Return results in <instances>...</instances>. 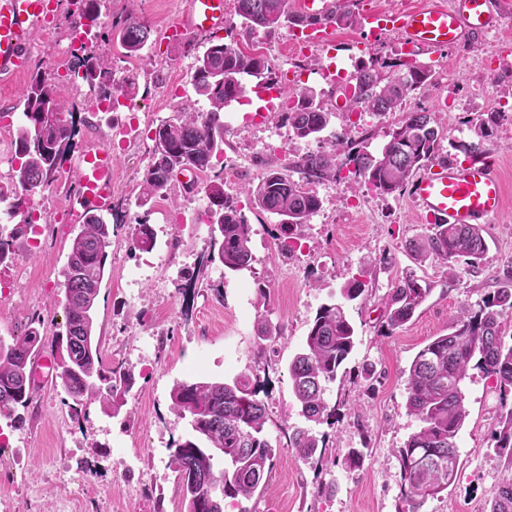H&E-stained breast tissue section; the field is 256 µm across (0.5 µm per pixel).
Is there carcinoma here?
Returning a JSON list of instances; mask_svg holds the SVG:
<instances>
[{
    "instance_id": "carcinoma-1",
    "label": "carcinoma",
    "mask_w": 512,
    "mask_h": 512,
    "mask_svg": "<svg viewBox=\"0 0 512 512\" xmlns=\"http://www.w3.org/2000/svg\"><path fill=\"white\" fill-rule=\"evenodd\" d=\"M357 0H337L324 15H304L291 7V0H235L236 14L251 29L274 35L283 28L343 27L358 22ZM150 33L147 21L129 12L111 24L103 39H116L127 58L140 57ZM71 64L81 73L92 95L112 98V60L79 49ZM266 76L273 80L264 56L246 53L232 42H212L196 57L191 82L197 95L209 105L199 112L188 102L174 118L162 121L155 133L165 144L164 152L153 154L142 177L143 191L163 195L176 173L212 168L213 158L224 150V107L244 92V76ZM432 82V71L404 60L377 61V67H361L355 77L349 110L386 114L395 111L413 91ZM286 97L294 99L284 113L294 135L305 139L321 133L332 113L307 93L299 92L286 78L277 81ZM53 111L63 120L46 124L42 113ZM24 123L14 142L18 166L13 169L9 192L0 185V197L12 195L10 214L23 222L10 228L0 225V264L16 255L15 241L29 227L28 199L35 189L55 180L74 148L77 135L74 113L64 109L47 85L34 76L23 93ZM381 155L351 147L343 165L380 195H392L406 186L410 176L435 158L441 134L425 112H408L391 132ZM342 143L330 152L306 153L294 157L288 167L300 175L294 180L271 170L249 190L255 206L280 217L288 250L304 224L318 212L321 200L313 186L338 179L336 162ZM211 224V250L204 263L219 262L239 271L250 267L252 254L250 224L238 207L237 198L224 193L223 184L207 190ZM115 231L103 218L87 213L75 233L66 265L63 306L65 332L54 341L53 352L65 348L63 365L56 366L57 377L66 394L64 404L75 416L92 402L102 411L115 415L121 398L132 387V376L119 366L105 364L99 341L94 335L95 303L105 276L108 250ZM131 240L139 251L154 246V231L138 223ZM431 258L455 272L464 261L474 267L487 252L483 228L479 224H434L420 247ZM429 289L409 276L393 288L386 302L385 325L392 332L406 325L425 301ZM512 310V276L486 295L476 307L463 308L452 319V331L424 346L412 360L407 379L408 415L419 422L398 450L403 495L407 512H421L430 498L448 489L458 474L457 436L467 410L464 382L470 366H475L494 383L500 397L512 394V345L502 342L503 313ZM39 330L28 327L14 343H0V419L10 427L25 420L24 411L33 395L31 360L41 348ZM355 330L342 303L324 304L317 311L305 337L303 349L288 364L292 392L300 415L308 423L323 424L336 412L325 398L328 385L336 381L339 369L352 354ZM263 388L259 377L242 374L232 382L200 379L178 382L171 391V409L189 418L191 434L170 448V466L178 474L186 512H224V501L248 499L266 483L274 467L276 449L265 432L267 411L259 398ZM495 448L512 458V409L498 422L493 433ZM291 447L304 458L312 457L324 437L308 427H295L288 435ZM224 456V467H214V453ZM490 512H512V481L496 490Z\"/></svg>"
}]
</instances>
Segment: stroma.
I'll use <instances>...</instances> for the list:
<instances>
[{
	"instance_id": "1",
	"label": "stroma",
	"mask_w": 512,
	"mask_h": 512,
	"mask_svg": "<svg viewBox=\"0 0 512 512\" xmlns=\"http://www.w3.org/2000/svg\"><path fill=\"white\" fill-rule=\"evenodd\" d=\"M188 0H101L99 30L128 11L148 21L150 39L142 58H126L110 42L100 41L96 53L111 57L113 77L122 81L137 74L131 99L135 111H86V85L69 88L56 74V58L70 42L67 0H58L57 29L36 35L32 60L51 77L55 95L76 112L80 123L77 149L105 139L112 125L129 121L141 128L139 138L114 146L115 193L106 223H119V242L106 262L95 313L105 363L122 365L135 380L116 416L100 404L72 415L64 392L54 379L37 382L22 426L0 421V512H183L178 477L169 465L170 447L188 436L187 420L171 410L175 383L195 379L232 381L251 371L260 377L261 399L268 404L267 437L276 450L267 486L251 499L226 501L224 512H405L400 491L397 450L417 428L406 409V371L416 353L444 335L462 307L475 305L512 274V16L499 30L476 35L452 47L421 50L417 61L431 64L432 85L410 93L397 111L384 115H352L349 122L332 119L317 137L300 139L282 113L266 111L265 82L245 77L247 106L231 102L225 117L243 109H263L259 122L224 134V151L197 184L183 176L171 183L168 197L144 200L142 175L150 162L152 137L159 121L173 117L188 101L199 110L208 103L191 83L194 57L212 41L238 43L248 53L263 55L273 74L296 70L300 89L309 91L328 111H336L335 85L322 71L328 61L320 45L300 54L291 47L292 32L269 37L231 16L223 30L165 38ZM363 24L332 28L337 68L349 71L372 59L397 61L403 43L385 33L371 50L359 51ZM29 76L0 83V112L10 113L11 126L0 128V182L16 166V128L23 122V92ZM430 113L443 134L440 152L458 165L492 158L504 191L501 214L485 225L488 252L478 267L458 264L455 275L433 259H418L414 243L431 226L416 210L408 192L378 195L354 177L318 184L319 211L306 224L292 256L281 254L283 232L277 216L260 211L248 190L271 169H284L289 158L330 150L336 135L348 145L380 154L386 132L406 113ZM496 115L497 125L480 140L476 121ZM479 144L477 153L467 145ZM225 193L237 198L252 226L250 268L231 272L220 264L201 266L210 250V227L195 230L174 224V216L193 201L206 202L205 187L214 177ZM77 172L64 163L56 180L36 189L35 197L50 206L40 243L29 234L16 240V258L0 265V343H13L32 317H40L45 343L65 330L63 278L73 225L61 213L75 200ZM148 220L156 234L152 252H126L123 236L137 221ZM148 262L136 286L127 281L135 267ZM198 272L190 295L180 288L185 276ZM414 277L429 294L404 327L385 334L386 301L395 285ZM364 283L365 291L346 303L357 336L353 356L342 366L327 394L336 413L318 425L324 448L308 460L289 446L292 427L303 425L288 375V364L304 345L309 326L321 305L342 300L348 281ZM343 301V300H342ZM276 330L273 350L259 356V324ZM464 404L468 412L457 443L459 472L448 490L428 500L422 512H489L498 485L512 479V459L498 453L491 439L501 416L512 410L479 369L468 371ZM366 448L362 470L343 463L351 448Z\"/></svg>"
}]
</instances>
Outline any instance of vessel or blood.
I'll use <instances>...</instances> for the list:
<instances>
[{"label":"vessel or blood","mask_w":512,"mask_h":512,"mask_svg":"<svg viewBox=\"0 0 512 512\" xmlns=\"http://www.w3.org/2000/svg\"><path fill=\"white\" fill-rule=\"evenodd\" d=\"M57 0H0V80L22 76L30 66V45L36 32L48 33L57 24ZM512 13V0H426L409 11L364 14L365 23L384 21L405 44L430 49L456 46L472 36L498 29ZM226 0H188L167 30L171 40L222 29ZM81 207H67L65 218L78 224L85 209H112L114 157L111 142L96 143L75 160ZM410 195L420 215L439 224H487L503 210L504 197L494 164L471 166L434 164L416 177Z\"/></svg>","instance_id":"obj_1"}]
</instances>
